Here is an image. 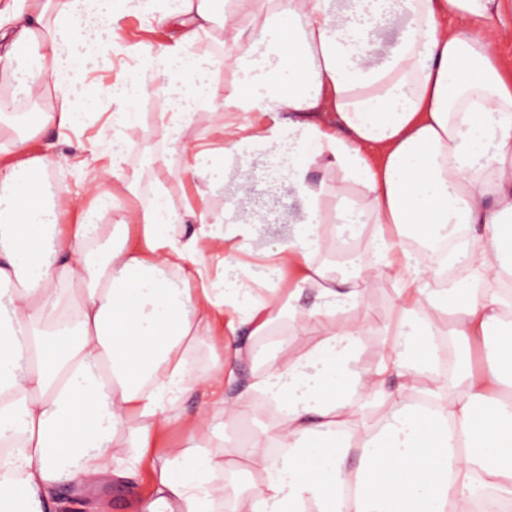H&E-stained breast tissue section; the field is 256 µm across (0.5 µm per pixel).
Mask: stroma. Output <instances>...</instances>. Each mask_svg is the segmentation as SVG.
I'll return each mask as SVG.
<instances>
[{"mask_svg": "<svg viewBox=\"0 0 512 512\" xmlns=\"http://www.w3.org/2000/svg\"><path fill=\"white\" fill-rule=\"evenodd\" d=\"M137 110L138 121L127 132L121 165L124 174L137 179L136 204L151 203L161 190L176 201L184 197L193 202L202 201L215 213H228L230 222L255 224L257 234L252 246L257 250L271 248L293 234L307 203L299 197L287 201L277 193L276 184L283 175L278 147L253 153L247 159L246 166L253 183L250 194H240L237 187L227 183L220 185L215 193L201 197L190 182L167 176L156 163L157 156L162 153L174 166L184 163L180 147L164 136L160 121V114L165 110L162 100L152 94L142 95ZM117 126L111 107H104L102 113L89 116L70 132L67 143L57 145V162L47 172L49 181L74 192L82 191L95 180L100 167L111 162L112 156L105 150L104 143L111 140ZM397 305L398 293L394 282L384 279L370 288L358 312L363 334L349 362L350 370L363 376L387 358L391 341L385 330ZM305 346V341L295 336L293 322L284 321L270 335L255 340L251 354L238 362L235 378L225 385V393L247 390L255 377L273 361H287ZM272 425V417L259 409L237 423L216 419L215 429L224 435L229 464L215 475L216 481L223 483L228 490L224 500L215 504V512H247L252 497L261 487V477L235 462V450L240 444L270 431ZM58 496L81 500L84 512H147L146 506L153 500L154 490L149 472L142 470L131 479L120 482L105 479L90 488L64 483L58 488Z\"/></svg>", "mask_w": 512, "mask_h": 512, "instance_id": "stroma-1", "label": "stroma"}]
</instances>
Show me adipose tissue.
<instances>
[{"label":"adipose tissue","instance_id":"adipose-tissue-1","mask_svg":"<svg viewBox=\"0 0 512 512\" xmlns=\"http://www.w3.org/2000/svg\"><path fill=\"white\" fill-rule=\"evenodd\" d=\"M505 0H0V73L26 97L61 95L59 111L0 139V512H55L64 482L91 485L137 474L170 431L186 432L154 468L148 512H210L224 438L214 414L235 421L251 396L224 394V340L268 335L297 321L310 347L255 382L278 411L270 434L238 457L263 485L249 512H474L485 491L512 499V68L488 24ZM131 14L167 29L166 42L124 43ZM221 24L222 58L197 54ZM399 30L383 43L378 29ZM120 65L121 89L100 99L90 65ZM231 74L218 85L217 70ZM167 105L165 136L181 142L196 186L244 183L246 153L287 144L285 195L309 207L292 238L262 254L253 228L190 202L135 206L112 138L111 186L71 191L45 174L53 154L32 139L69 130L109 102L127 126L134 90ZM222 121L224 145L195 150L193 116ZM328 112L329 123L308 120ZM338 172L327 185L329 172ZM368 198L348 207L350 183ZM74 223H64L67 214ZM347 234L373 225L368 272L337 275L317 254L324 223ZM466 230L453 254L464 279L441 283L406 246ZM381 279L401 303L392 354L365 376L350 357L363 333L356 310ZM85 288L69 306L67 287ZM456 305L449 332L492 336L488 364L466 368L444 398L433 377L431 311ZM207 368L186 355L199 338ZM423 390L435 408L406 405L362 442L338 430L370 398ZM201 397L194 412L181 400ZM356 467H348L351 448Z\"/></svg>","mask_w":512,"mask_h":512}]
</instances>
